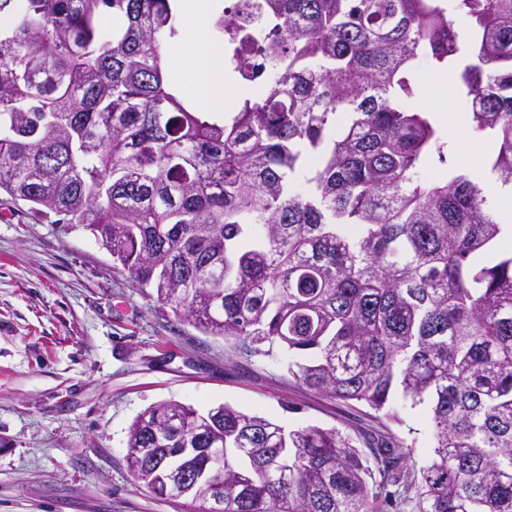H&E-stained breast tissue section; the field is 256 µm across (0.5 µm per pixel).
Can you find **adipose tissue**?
<instances>
[{
	"label": "adipose tissue",
	"instance_id": "obj_1",
	"mask_svg": "<svg viewBox=\"0 0 512 512\" xmlns=\"http://www.w3.org/2000/svg\"><path fill=\"white\" fill-rule=\"evenodd\" d=\"M184 15L182 42L178 48L162 47L165 63L192 89L195 102L201 108L224 111L230 105L219 81L224 71V47L208 34L204 17L208 0H181Z\"/></svg>",
	"mask_w": 512,
	"mask_h": 512
}]
</instances>
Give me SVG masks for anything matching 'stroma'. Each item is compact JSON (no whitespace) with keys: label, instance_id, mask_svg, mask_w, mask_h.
Segmentation results:
<instances>
[{"label":"stroma","instance_id":"obj_1","mask_svg":"<svg viewBox=\"0 0 512 512\" xmlns=\"http://www.w3.org/2000/svg\"><path fill=\"white\" fill-rule=\"evenodd\" d=\"M166 401L229 404L289 428L355 429L366 406L307 389L288 356H242L177 320L89 230L0 193V512H194L132 476L127 433ZM412 465L424 406L399 404Z\"/></svg>","mask_w":512,"mask_h":512}]
</instances>
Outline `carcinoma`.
<instances>
[{"label":"carcinoma","mask_w":512,"mask_h":512,"mask_svg":"<svg viewBox=\"0 0 512 512\" xmlns=\"http://www.w3.org/2000/svg\"><path fill=\"white\" fill-rule=\"evenodd\" d=\"M0 191L81 224L207 336L279 348L288 373L367 405L285 431L230 405L136 417L128 467L222 448L220 512H512V253L464 174L422 178L450 142L408 104L445 72L512 184V0H259L214 22L231 73L266 60L236 112L196 111L164 74L178 0H0ZM427 404L429 461L395 396ZM393 490H388V487Z\"/></svg>","instance_id":"obj_1"}]
</instances>
